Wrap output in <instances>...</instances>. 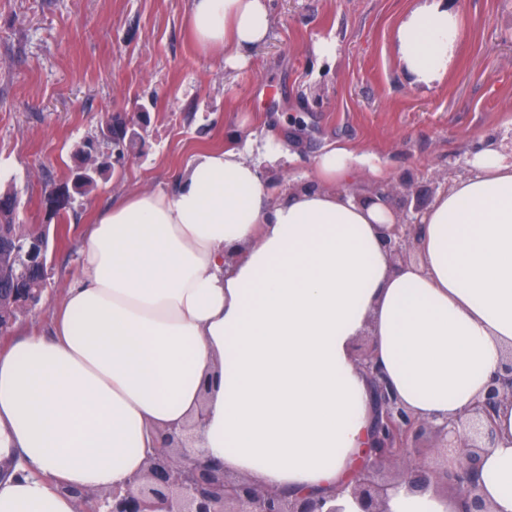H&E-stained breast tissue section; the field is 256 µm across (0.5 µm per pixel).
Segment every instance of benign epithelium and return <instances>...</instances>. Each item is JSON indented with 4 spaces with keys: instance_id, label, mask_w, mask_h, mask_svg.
Here are the masks:
<instances>
[{
    "instance_id": "obj_1",
    "label": "benign epithelium",
    "mask_w": 512,
    "mask_h": 512,
    "mask_svg": "<svg viewBox=\"0 0 512 512\" xmlns=\"http://www.w3.org/2000/svg\"><path fill=\"white\" fill-rule=\"evenodd\" d=\"M374 194L386 201L396 196L402 202L395 224L385 233L384 244L393 258H404L415 247L417 215L424 208L414 182L377 186ZM67 197L66 186H56L46 200L45 210L54 213ZM1 248L18 254L24 270L48 268L47 235L40 228L22 231L18 224L0 228ZM32 307V300L24 295L10 299L6 311L10 324ZM359 364L375 393L374 442L368 451L371 460L337 492L289 498L244 479H230L223 470L204 463L197 453L185 450L189 432L183 428L166 434L161 445L148 454L147 472L138 493L114 488L97 498L89 512H341L336 498L346 491L360 512H385L389 491L402 483L414 490H423L432 483L441 485L464 503L465 512H490L476 480V467L481 454L493 445V412L503 402L512 401V357L493 377L472 417L442 424L420 421L402 405L386 386L385 375L372 352H367ZM450 436L462 448L454 470L415 459L423 440H432L436 449L446 448Z\"/></svg>"
}]
</instances>
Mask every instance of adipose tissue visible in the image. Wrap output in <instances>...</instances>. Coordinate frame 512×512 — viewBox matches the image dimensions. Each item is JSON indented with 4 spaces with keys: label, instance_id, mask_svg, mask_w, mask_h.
<instances>
[{
    "label": "adipose tissue",
    "instance_id": "adipose-tissue-1",
    "mask_svg": "<svg viewBox=\"0 0 512 512\" xmlns=\"http://www.w3.org/2000/svg\"><path fill=\"white\" fill-rule=\"evenodd\" d=\"M203 52L240 70L270 28V0H193ZM407 72L430 83L463 39L444 0L399 26ZM275 137L193 157L172 190L140 189L78 242L80 273L50 332L0 348V512H80L71 492L142 477L164 430L201 423L193 448L226 474L324 495L363 462L375 420L374 356L416 418L470 415L512 350V162L495 144L468 158L420 214L417 258L394 262L395 213L348 190L376 156L336 142L311 181L276 194L262 162ZM481 459L493 512H512V402ZM451 492L392 490L387 512H459Z\"/></svg>",
    "mask_w": 512,
    "mask_h": 512
}]
</instances>
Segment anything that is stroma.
Returning <instances> with one entry per match:
<instances>
[{"label": "stroma", "mask_w": 512, "mask_h": 512, "mask_svg": "<svg viewBox=\"0 0 512 512\" xmlns=\"http://www.w3.org/2000/svg\"><path fill=\"white\" fill-rule=\"evenodd\" d=\"M447 3L463 44L424 84L396 44L423 0H271L268 38L236 71L194 44L190 0H0V193L15 197V223L48 226V286L18 331L49 328L99 211L135 189L172 188L195 153L242 133L277 134L295 153L291 172L262 167L283 188L334 141L380 156L421 191L444 186L449 164L485 141L512 152V0ZM324 41L334 57L316 54ZM116 116L134 121V156L45 218L46 185L65 181Z\"/></svg>", "instance_id": "obj_1"}]
</instances>
